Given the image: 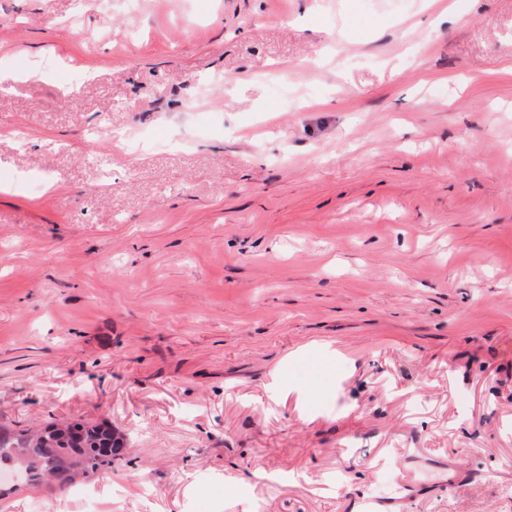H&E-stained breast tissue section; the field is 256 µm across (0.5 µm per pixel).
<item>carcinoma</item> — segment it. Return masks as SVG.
Here are the masks:
<instances>
[{
	"instance_id": "cac0c4a2",
	"label": "carcinoma",
	"mask_w": 512,
	"mask_h": 512,
	"mask_svg": "<svg viewBox=\"0 0 512 512\" xmlns=\"http://www.w3.org/2000/svg\"><path fill=\"white\" fill-rule=\"evenodd\" d=\"M121 442L102 425L66 422L15 429L0 424V470L19 473L20 482L68 486L112 464Z\"/></svg>"
}]
</instances>
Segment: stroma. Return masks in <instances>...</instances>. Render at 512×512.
<instances>
[{
	"mask_svg": "<svg viewBox=\"0 0 512 512\" xmlns=\"http://www.w3.org/2000/svg\"><path fill=\"white\" fill-rule=\"evenodd\" d=\"M446 2L0 0V421L124 438L0 512H512V0Z\"/></svg>",
	"mask_w": 512,
	"mask_h": 512,
	"instance_id": "35a3bbf8",
	"label": "stroma"
}]
</instances>
